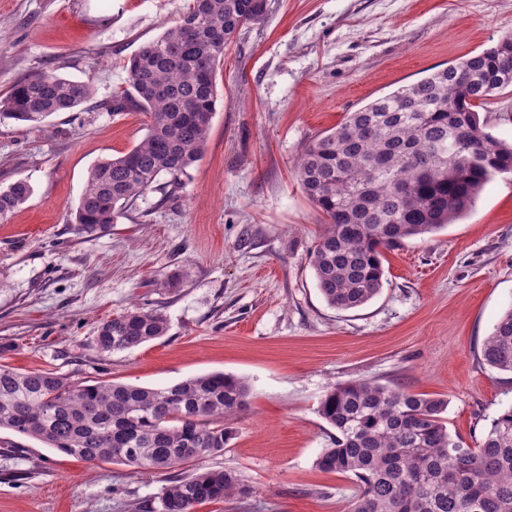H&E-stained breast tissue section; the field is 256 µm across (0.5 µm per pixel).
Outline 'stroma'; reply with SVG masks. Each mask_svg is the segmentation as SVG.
<instances>
[{"instance_id": "obj_1", "label": "stroma", "mask_w": 512, "mask_h": 512, "mask_svg": "<svg viewBox=\"0 0 512 512\" xmlns=\"http://www.w3.org/2000/svg\"><path fill=\"white\" fill-rule=\"evenodd\" d=\"M191 2L0 0V95L48 68L94 88L74 111L0 124V188L32 187L0 218V364L155 388L234 374L247 409L223 454L197 466L237 470L251 492L197 512H346L358 482L316 466L335 433L318 412L331 386L447 399L450 434L472 447L512 405V374L482 357L512 307V175L458 223L386 251L380 294L344 311L308 263L324 217L294 166L346 113L512 35V0H267L224 50L203 158L172 193L77 234L89 168L146 135L145 112L110 109L130 90L127 63ZM476 110L512 142V86ZM170 272L180 288H156ZM135 306L161 310L167 334L102 357L98 325ZM168 478L0 431V512H160Z\"/></svg>"}]
</instances>
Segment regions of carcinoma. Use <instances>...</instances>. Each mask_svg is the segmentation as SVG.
I'll return each instance as SVG.
<instances>
[{
    "label": "carcinoma",
    "instance_id": "cac0c4a2",
    "mask_svg": "<svg viewBox=\"0 0 512 512\" xmlns=\"http://www.w3.org/2000/svg\"><path fill=\"white\" fill-rule=\"evenodd\" d=\"M266 9L267 0H193L179 23L129 59L131 91L113 110L142 108L147 133L127 153L89 169L73 212L79 233L108 228L137 199L163 190L161 176L175 187L202 159L224 48ZM509 86L512 35L347 113L305 147L297 179L325 219L308 263L329 306L350 310L372 300L383 288L385 251L456 223L489 182L512 174V144L487 132L474 110ZM92 94L91 83L47 69L0 97V121L39 123ZM31 193L25 180L0 189V217ZM167 331L162 312L134 307L103 321L95 344L109 358ZM482 356L512 373V307ZM248 396L246 381L227 373L150 388L1 364L0 429L84 462L172 470L223 453L226 421L247 408ZM447 407L442 398L365 380L327 391L319 413L336 435L316 465L359 482L347 512H512V406L473 448L448 432ZM249 492L236 470H194L173 477L159 500L161 512H196Z\"/></svg>",
    "mask_w": 512,
    "mask_h": 512
}]
</instances>
